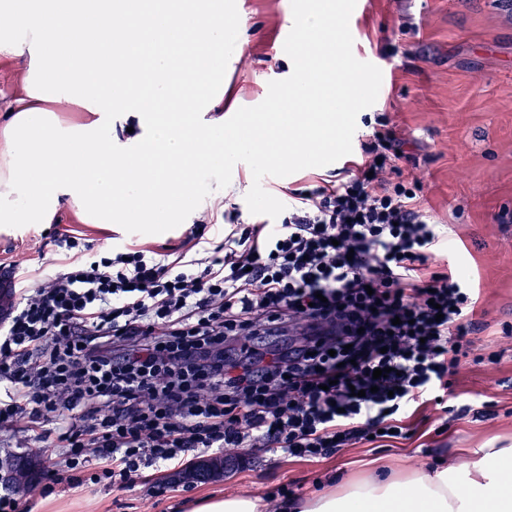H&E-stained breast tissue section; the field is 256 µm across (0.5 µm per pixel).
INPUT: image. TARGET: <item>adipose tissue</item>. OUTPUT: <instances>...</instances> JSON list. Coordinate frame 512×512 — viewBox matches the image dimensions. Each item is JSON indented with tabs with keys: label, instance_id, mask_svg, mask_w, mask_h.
<instances>
[{
	"label": "adipose tissue",
	"instance_id": "obj_1",
	"mask_svg": "<svg viewBox=\"0 0 512 512\" xmlns=\"http://www.w3.org/2000/svg\"><path fill=\"white\" fill-rule=\"evenodd\" d=\"M0 0V59L23 73L19 92L0 100V224H144L161 230L209 210L198 198L194 161L230 156L291 138L311 144L288 158L331 153L342 121L357 111L360 83L338 82L344 60L327 22L341 0H306L290 95L293 117L253 119L228 128L214 114L224 49V0ZM163 43L149 69L145 48ZM198 99L199 112L182 109ZM136 117L139 132L117 129ZM279 512H512V448H484L471 466H447L403 479L369 476L341 491Z\"/></svg>",
	"mask_w": 512,
	"mask_h": 512
}]
</instances>
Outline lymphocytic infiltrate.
<instances>
[{"label":"lymphocytic infiltrate","mask_w":512,"mask_h":512,"mask_svg":"<svg viewBox=\"0 0 512 512\" xmlns=\"http://www.w3.org/2000/svg\"><path fill=\"white\" fill-rule=\"evenodd\" d=\"M415 147L378 119L344 176L288 190L275 224L224 209L218 242L205 218L159 247L56 227L63 269L21 289L24 259L1 262L0 429L65 449L68 488L128 489L193 452L314 462L467 416L446 398L479 294L436 258Z\"/></svg>","instance_id":"f902f5d3"}]
</instances>
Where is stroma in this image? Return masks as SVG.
<instances>
[{"mask_svg": "<svg viewBox=\"0 0 512 512\" xmlns=\"http://www.w3.org/2000/svg\"><path fill=\"white\" fill-rule=\"evenodd\" d=\"M358 21L354 39L341 40L339 50L353 78L371 83L385 75L389 95L366 92L364 109L346 122L353 134L348 162L361 158L360 144L371 129L366 119L386 115L417 143L416 175L420 199L434 219L447 226L448 260L461 278L480 291L477 318L487 328L476 345L500 352L498 362L463 358L454 378L455 404L473 409L493 405L489 418L465 417L448 423L445 433L427 429L419 445L375 448L365 444L343 449L319 463L283 459L254 452L243 468L232 467L223 478L183 487L175 468L150 472L128 490L94 485L76 490L52 483L49 473H66V453L58 448L44 461L47 494L36 499V512H189L194 501L224 494L263 496L278 483L296 481L304 497H312L371 470L401 475L461 464L476 448H512V223L498 217L512 212V9L503 0H370ZM301 0H227V13L239 24L237 56L224 57V124L231 127L258 117L270 94L285 95L292 79V48H278L279 34L297 17ZM199 192L223 195L235 203L243 220L256 219L258 209L277 216L283 207L277 191L263 195L256 178L238 164L199 166L194 174ZM64 227L115 248L131 243L177 242L181 224L151 235L137 225ZM41 226L0 228V260L27 258L21 278H34L49 267L53 255L42 250Z\"/></svg>", "mask_w": 512, "mask_h": 512, "instance_id": "35a3bbf8", "label": "stroma"}]
</instances>
